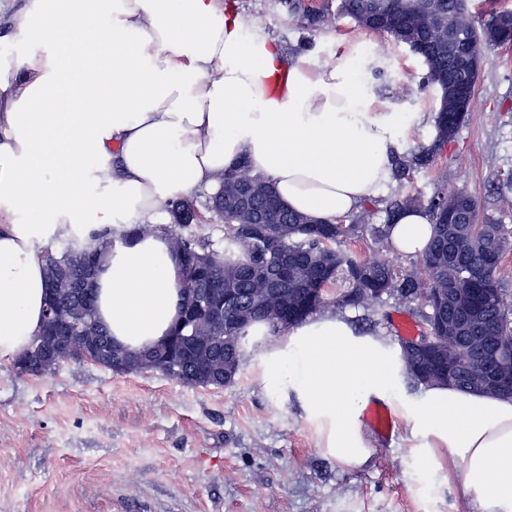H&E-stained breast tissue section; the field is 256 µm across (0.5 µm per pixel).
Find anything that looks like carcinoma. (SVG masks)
Listing matches in <instances>:
<instances>
[{"label": "carcinoma", "instance_id": "carcinoma-1", "mask_svg": "<svg viewBox=\"0 0 512 512\" xmlns=\"http://www.w3.org/2000/svg\"><path fill=\"white\" fill-rule=\"evenodd\" d=\"M290 11L303 20L333 24L331 14L315 15L301 0H288ZM340 9L356 25L411 49L425 66L420 90L439 95L431 145L395 155L392 178L404 180L417 166L436 161L473 111L474 89L489 52L512 44V11L492 13L478 21L467 0H341ZM467 46L477 66L469 71L457 61L458 45ZM425 209L432 234L419 268L397 272L377 259H361L338 247L356 237L368 246L391 244L390 229L404 214ZM167 224H138L132 233L163 231L183 262L179 287L190 318L178 322L157 345L156 357L118 349L95 313V295L74 287L88 266L97 267L101 253L69 248L43 254L47 304H55L56 323H43L29 351L13 361L21 374L40 376L65 361L90 362L116 374L157 371L194 387L233 385L248 352L246 329L264 325L276 335L333 303L341 308L376 304L385 296L410 306L425 324L432 350L423 359L412 338L398 339L407 381L415 387L450 384L469 391L472 380L495 367L485 356L486 337L512 342V294L500 277L505 255L512 251V232L491 217L478 222L477 198L465 191L448 192L440 185L423 202L397 195L385 208V221L370 224L360 213L350 220L314 221L288 209L272 185L250 173L246 161L224 173L221 190L208 197L207 210L224 224V250L209 237L189 230L203 223L193 201L176 197L163 205ZM293 258L286 284H273L267 274L281 258ZM343 288L334 301L327 290ZM465 296L473 313L458 330L448 329L454 306L448 289ZM224 302V320L204 307Z\"/></svg>", "mask_w": 512, "mask_h": 512}]
</instances>
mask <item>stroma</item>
I'll use <instances>...</instances> for the list:
<instances>
[{
	"label": "stroma",
	"instance_id": "obj_1",
	"mask_svg": "<svg viewBox=\"0 0 512 512\" xmlns=\"http://www.w3.org/2000/svg\"><path fill=\"white\" fill-rule=\"evenodd\" d=\"M230 2L287 55L348 65L371 87L375 111L397 104L411 118L400 128V153L431 143L436 95L418 88L420 60L358 28L339 13L340 0H302L334 13L331 28L303 26L286 0ZM441 183L475 194L482 212L512 230V45L491 52L471 117L436 162L367 202L371 223H383L395 195L426 199ZM344 313L359 332L393 343L398 318L424 329L391 298ZM261 378L253 355L221 389L87 362L42 377L0 364V512H479L447 455L439 457L445 483L415 466L402 418L388 435L367 426L372 456L351 470L322 452L295 402L266 395Z\"/></svg>",
	"mask_w": 512,
	"mask_h": 512
}]
</instances>
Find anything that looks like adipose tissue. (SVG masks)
<instances>
[{"mask_svg": "<svg viewBox=\"0 0 512 512\" xmlns=\"http://www.w3.org/2000/svg\"><path fill=\"white\" fill-rule=\"evenodd\" d=\"M20 55L0 60V362L44 322L43 253L102 248L96 315L114 344L141 352L178 319L182 265L161 232L163 204L216 190L247 158L295 212L332 221L390 180L401 112H373L342 64L287 57L219 0H26ZM111 243L101 247L99 232ZM431 220L403 215L391 237L421 253ZM265 393L294 401L323 451L349 469L372 454L361 420L373 400L410 428L418 463L461 466L480 512H512V398L424 388L400 394L399 348L322 310L262 348Z\"/></svg>", "mask_w": 512, "mask_h": 512, "instance_id": "adipose-tissue-1", "label": "adipose tissue"}]
</instances>
